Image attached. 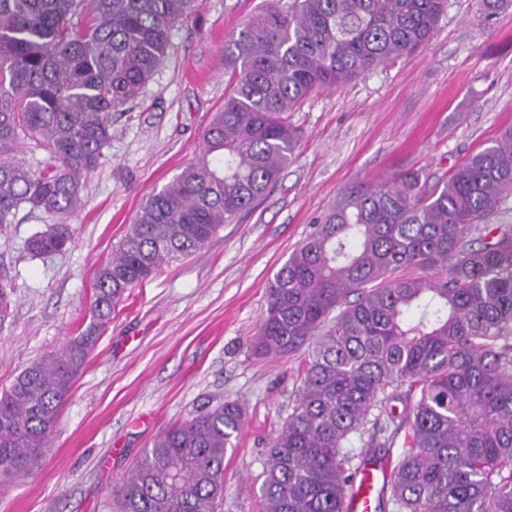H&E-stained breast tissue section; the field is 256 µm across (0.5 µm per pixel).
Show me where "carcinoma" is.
<instances>
[{
  "mask_svg": "<svg viewBox=\"0 0 512 512\" xmlns=\"http://www.w3.org/2000/svg\"><path fill=\"white\" fill-rule=\"evenodd\" d=\"M265 0L224 43L227 93L199 159L152 193L94 273L92 319L0 393V481L29 475L126 291L200 252L276 182L300 139L288 113L431 40L448 0ZM486 19L512 0H477ZM196 0H0V227L49 223L35 256L68 250L112 124ZM43 151L18 160L23 143ZM408 169L345 192L266 290L252 342L299 358L292 412L266 454L261 512H344L363 467L387 468L376 512H512V129L430 183ZM413 268L417 275H405ZM15 278L0 265V327ZM403 404L397 415L392 403ZM231 400L160 432L120 478L116 512H221ZM368 436L359 453L346 447ZM402 449L391 459L398 437Z\"/></svg>",
  "mask_w": 512,
  "mask_h": 512,
  "instance_id": "carcinoma-1",
  "label": "carcinoma"
}]
</instances>
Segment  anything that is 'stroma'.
I'll list each match as a JSON object with an SVG mask.
<instances>
[{
  "label": "stroma",
  "mask_w": 512,
  "mask_h": 512,
  "mask_svg": "<svg viewBox=\"0 0 512 512\" xmlns=\"http://www.w3.org/2000/svg\"><path fill=\"white\" fill-rule=\"evenodd\" d=\"M260 3L197 0L175 25L164 61L114 122L107 161L84 181L71 249L27 253L46 223L37 211L0 231V263L17 284L0 327V390L85 330L95 268L146 197L200 156L224 104V42ZM290 119L300 142L271 191L202 252L128 290L50 448L0 487V512H110L118 479L160 431L225 400L246 420L224 460L223 512H259L263 461L292 410L298 366L251 354L269 280L348 187L406 169L443 176L512 128V8L485 22L476 0H448L426 47L312 93Z\"/></svg>",
  "instance_id": "obj_1"
}]
</instances>
